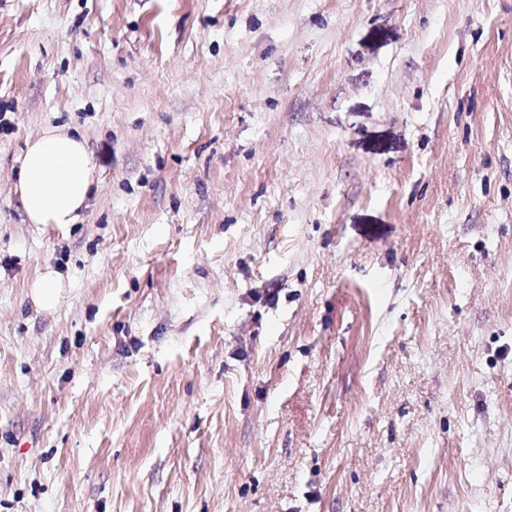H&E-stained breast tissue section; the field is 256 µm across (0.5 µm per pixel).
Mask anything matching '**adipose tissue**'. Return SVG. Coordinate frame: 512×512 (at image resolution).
<instances>
[{
	"mask_svg": "<svg viewBox=\"0 0 512 512\" xmlns=\"http://www.w3.org/2000/svg\"><path fill=\"white\" fill-rule=\"evenodd\" d=\"M96 169L85 141L49 128L29 142L18 193L33 224H74L85 207Z\"/></svg>",
	"mask_w": 512,
	"mask_h": 512,
	"instance_id": "obj_1",
	"label": "adipose tissue"
}]
</instances>
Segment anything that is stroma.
Listing matches in <instances>:
<instances>
[{"mask_svg": "<svg viewBox=\"0 0 512 512\" xmlns=\"http://www.w3.org/2000/svg\"><path fill=\"white\" fill-rule=\"evenodd\" d=\"M0 512H512V0H0ZM84 140L48 128L28 143L18 193L32 224H75L95 182ZM61 284L53 273L41 277L33 286L36 302L43 308H51L56 304Z\"/></svg>", "mask_w": 512, "mask_h": 512, "instance_id": "stroma-1", "label": "stroma"}]
</instances>
